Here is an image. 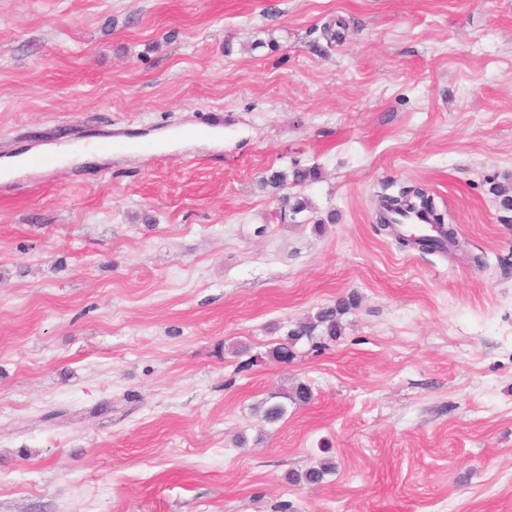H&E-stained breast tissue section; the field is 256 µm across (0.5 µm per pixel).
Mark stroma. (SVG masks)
<instances>
[{"label":"stroma","instance_id":"obj_1","mask_svg":"<svg viewBox=\"0 0 512 512\" xmlns=\"http://www.w3.org/2000/svg\"><path fill=\"white\" fill-rule=\"evenodd\" d=\"M21 154L0 512H512V211L489 192L512 183V0H0V164ZM297 165L324 232L261 186ZM408 183L461 252L376 232ZM352 292L339 339L269 357ZM299 381L311 403L264 422ZM326 453L323 483L289 482ZM428 195V196H427ZM431 196L427 193L426 190L417 187V186H406L403 187L397 195H378V198L384 201H387L389 205L384 206V210L378 214H376V223L379 224L380 229L384 230L389 223H397V216H404L409 212L415 211L412 208H409L403 205L399 208L404 202H406L410 198L420 199L423 205L431 212L434 218V223L436 224H446L445 222V214L440 212L436 206H433ZM393 210V211H392ZM388 211H392L389 214H386ZM386 214V215H385ZM391 225V224H389Z\"/></svg>","mask_w":512,"mask_h":512}]
</instances>
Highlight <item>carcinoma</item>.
Returning a JSON list of instances; mask_svg holds the SVG:
<instances>
[{"label": "carcinoma", "instance_id": "cac0c4a2", "mask_svg": "<svg viewBox=\"0 0 512 512\" xmlns=\"http://www.w3.org/2000/svg\"><path fill=\"white\" fill-rule=\"evenodd\" d=\"M292 177V184L296 186L313 183L320 179L319 168L313 167H294L291 174L287 175L280 171H273L266 176L263 181V187L272 195H277L286 188L287 177ZM491 194L499 201L502 209L512 210V188L507 185L495 184L491 187ZM410 198H417L431 212L434 223H445V214L433 206L432 200L427 196V191L417 186H406L395 195H381L379 199L388 202L384 206V211L376 214V223L380 229H385V225L396 223V218L404 216L411 212V208L404 205ZM282 202L288 208V217L295 224H309L311 217L309 213L313 212L310 202L300 196L293 197L284 195ZM359 298L349 293L340 296L336 301L327 306H323L307 320L295 322L288 329L280 342L270 351L269 356L279 362H284L292 357V348L300 341H311L317 337H326L330 340L336 339L342 334L343 325L341 317L349 310L356 307ZM312 400L311 388L304 382H299L284 393H275L264 402L262 413L264 420L273 424L282 420L288 413V405L308 404ZM334 472V464L329 460H324L316 467L307 469L300 474H293L288 477L293 483L303 482L305 484L317 485L322 483L326 476Z\"/></svg>", "mask_w": 512, "mask_h": 512}]
</instances>
